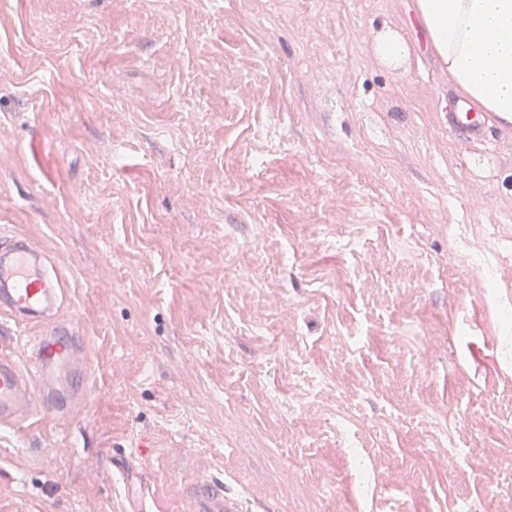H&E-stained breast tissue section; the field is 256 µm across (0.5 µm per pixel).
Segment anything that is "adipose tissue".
<instances>
[{
    "mask_svg": "<svg viewBox=\"0 0 512 512\" xmlns=\"http://www.w3.org/2000/svg\"><path fill=\"white\" fill-rule=\"evenodd\" d=\"M433 51L481 111L512 118V0H417Z\"/></svg>",
    "mask_w": 512,
    "mask_h": 512,
    "instance_id": "ef3b65f1",
    "label": "adipose tissue"
}]
</instances>
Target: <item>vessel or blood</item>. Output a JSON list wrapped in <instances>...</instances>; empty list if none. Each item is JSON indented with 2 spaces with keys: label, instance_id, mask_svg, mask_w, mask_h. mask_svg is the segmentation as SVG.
<instances>
[{
  "label": "vessel or blood",
  "instance_id": "1",
  "mask_svg": "<svg viewBox=\"0 0 512 512\" xmlns=\"http://www.w3.org/2000/svg\"><path fill=\"white\" fill-rule=\"evenodd\" d=\"M448 131L471 144H482L490 132L512 134V120L494 112L476 111L466 98H448ZM41 257L26 240L16 239L0 248V310L7 312L14 330L42 318L54 296L52 281L37 274ZM82 345L65 326L47 330L42 341L23 356H0V431L29 432L33 419L58 409L81 411L87 404L83 377L68 378L65 387L54 384L58 366L80 359ZM183 494L192 512H242L239 499L206 479L185 483Z\"/></svg>",
  "mask_w": 512,
  "mask_h": 512
}]
</instances>
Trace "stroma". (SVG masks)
<instances>
[{
	"mask_svg": "<svg viewBox=\"0 0 512 512\" xmlns=\"http://www.w3.org/2000/svg\"><path fill=\"white\" fill-rule=\"evenodd\" d=\"M388 34L408 57H377ZM450 80L416 0H0V239L42 252L90 368L77 417L0 434V512H189L196 478L315 512L290 446L382 512L387 456H429L431 399L475 453L428 463L406 512L484 498L512 469V262H482L512 248V155L449 134ZM302 360L349 397L374 381L365 499L336 475L337 393L294 425L267 403L304 396Z\"/></svg>",
	"mask_w": 512,
	"mask_h": 512,
	"instance_id": "stroma-1",
	"label": "stroma"
}]
</instances>
